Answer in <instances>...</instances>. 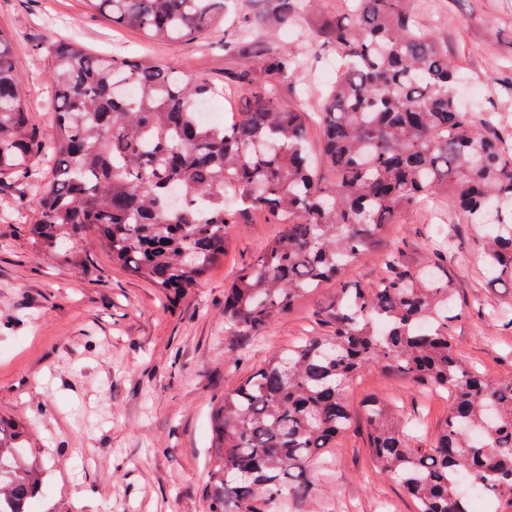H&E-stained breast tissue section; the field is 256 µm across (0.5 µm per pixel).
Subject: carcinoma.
<instances>
[{
	"label": "carcinoma",
	"mask_w": 512,
	"mask_h": 512,
	"mask_svg": "<svg viewBox=\"0 0 512 512\" xmlns=\"http://www.w3.org/2000/svg\"><path fill=\"white\" fill-rule=\"evenodd\" d=\"M87 2L170 41L204 35L232 0ZM315 2L266 0L265 18L287 26ZM355 2L351 19H336V83L312 111L281 101L266 81L221 127L192 109L218 94L209 82L161 59L93 54L72 38L47 48L56 120L44 137L27 124L0 29V178L27 180L34 158L53 160L32 227L42 247L70 253L91 231L112 263L177 294L224 255L228 225L264 213L281 234L224 296L229 328L256 332L370 253L403 211L446 194L483 237L497 284L512 288V137L483 105L460 107L456 66L414 25L409 0ZM303 63L290 51L267 57L264 71L292 79ZM312 120L321 129L314 155ZM380 261L381 280L340 290L328 333L276 353L213 405L209 512H272L306 494L298 469L350 428L346 389L370 362L450 401L428 444L386 402L365 405L367 448L383 474L419 512H471L458 472L497 512H512V381L470 372L453 350L448 251L435 249L424 266L398 251ZM3 460L0 502L43 486L27 431L0 418Z\"/></svg>",
	"instance_id": "1"
}]
</instances>
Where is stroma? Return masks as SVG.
<instances>
[{"label":"stroma","instance_id":"35a3bbf8","mask_svg":"<svg viewBox=\"0 0 512 512\" xmlns=\"http://www.w3.org/2000/svg\"><path fill=\"white\" fill-rule=\"evenodd\" d=\"M343 0H319L302 29L258 26L235 55L234 35L220 26L201 38L152 43L112 24L86 0H0V29L11 40L30 123L50 132L54 121L47 38L80 39L90 51L116 57L154 55L223 87L217 106L237 111L267 76L264 55L306 45L304 74L277 82L280 98L296 103L335 78L328 63ZM423 27L448 49L461 84L480 87L483 105L512 133V0H439ZM39 215L29 183H0V416L26 424L43 451L47 477L39 508L54 512H207L205 463L209 410L224 393L278 349L327 333L342 285H365L381 274L379 252L399 250L414 264L434 247L435 225L451 228L448 279L457 316L448 334L460 360L496 380H512V289L492 283L472 225L447 203L401 213L375 254L341 279L301 298L260 333L224 334V290L278 235L262 215L230 225L224 255L179 301L113 265L109 251L85 235L77 255L47 254L28 232ZM377 396L417 418L432 439L448 415V399L364 367L347 398L353 411ZM309 492L274 512H416L414 501L373 465L363 422H356L320 462L305 469Z\"/></svg>","mask_w":512,"mask_h":512}]
</instances>
